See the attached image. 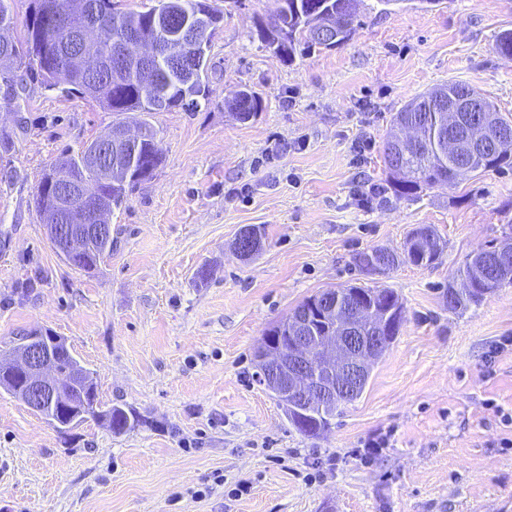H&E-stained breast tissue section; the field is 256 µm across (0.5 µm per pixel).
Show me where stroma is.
I'll return each mask as SVG.
<instances>
[{"label": "stroma", "instance_id": "1", "mask_svg": "<svg viewBox=\"0 0 512 512\" xmlns=\"http://www.w3.org/2000/svg\"><path fill=\"white\" fill-rule=\"evenodd\" d=\"M207 2L224 14L207 95L149 115L162 161L113 211L93 273L57 256L34 197L116 116L24 63L13 88L0 81V349L61 336L102 403L141 416L120 434L103 420L63 434L0 389V512H512V285L459 312L444 300L512 224V168L410 200L387 191L382 158L393 113L442 84L512 119V56L496 50L512 0H360L346 42L289 60L259 33L277 0ZM243 85L262 101L244 123L225 107ZM367 184L383 189L368 206ZM421 224L443 243L436 264L359 271V252L402 251ZM247 226L263 247L244 260L232 244ZM352 283L398 293L399 334L361 396L308 437L257 382L255 351L305 298ZM377 433L389 445L368 454Z\"/></svg>", "mask_w": 512, "mask_h": 512}]
</instances>
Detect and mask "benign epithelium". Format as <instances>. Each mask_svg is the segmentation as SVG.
<instances>
[{
	"mask_svg": "<svg viewBox=\"0 0 512 512\" xmlns=\"http://www.w3.org/2000/svg\"><path fill=\"white\" fill-rule=\"evenodd\" d=\"M56 17L83 31L93 33L103 26L99 4L94 0H72L71 7ZM340 24L333 18L318 23L312 37L332 46L340 37ZM129 46L112 49V74L130 67ZM431 105L448 113V127L441 128L442 141L458 164L465 165L476 149L512 148V129L495 122L482 97L467 88L440 90L432 95ZM141 133L114 126L93 140L85 167L105 178L111 172L134 169L139 155ZM46 189L55 208L44 224L46 237L57 247V254L67 264L101 241H112V224L107 200L88 188L86 181L56 171L48 174ZM260 246L257 236L242 229L234 242L238 255L248 257ZM342 309L345 324L336 327V309ZM375 319L372 309L349 299L341 301L338 293L318 295L311 308L299 310L286 318L290 335L286 345L268 337L260 341L256 359L258 379L290 415H307L320 408L332 407L357 392L365 383L372 363L389 347L386 321H381L373 336L359 334L358 323ZM327 324L319 333L312 321ZM69 354L61 336L30 335L15 349L10 375L18 380L14 393L34 411L65 398L74 380L83 377L76 366L72 378L61 380L55 370L56 359Z\"/></svg>",
	"mask_w": 512,
	"mask_h": 512,
	"instance_id": "7a95c632",
	"label": "benign epithelium"
}]
</instances>
